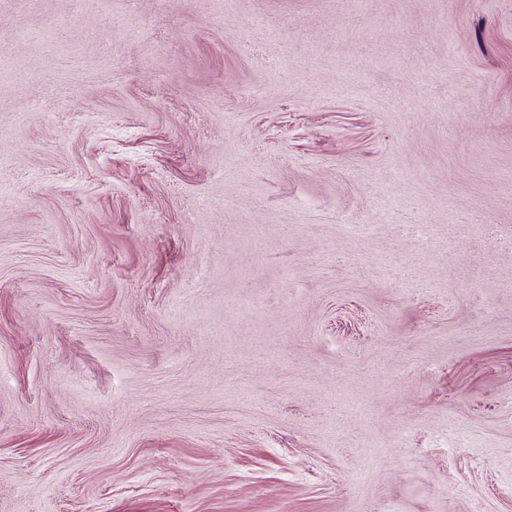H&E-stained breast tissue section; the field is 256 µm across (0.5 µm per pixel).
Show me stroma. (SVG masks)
<instances>
[{
    "mask_svg": "<svg viewBox=\"0 0 512 512\" xmlns=\"http://www.w3.org/2000/svg\"><path fill=\"white\" fill-rule=\"evenodd\" d=\"M512 0H0V512H512Z\"/></svg>",
    "mask_w": 512,
    "mask_h": 512,
    "instance_id": "stroma-1",
    "label": "stroma"
}]
</instances>
